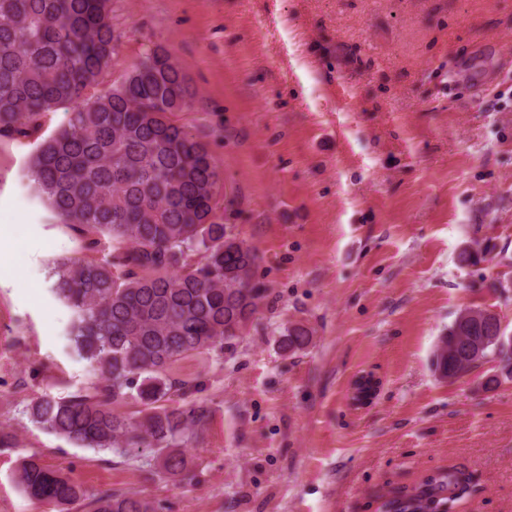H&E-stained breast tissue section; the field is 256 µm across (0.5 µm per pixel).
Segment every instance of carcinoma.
Segmentation results:
<instances>
[{
    "instance_id": "obj_1",
    "label": "carcinoma",
    "mask_w": 512,
    "mask_h": 512,
    "mask_svg": "<svg viewBox=\"0 0 512 512\" xmlns=\"http://www.w3.org/2000/svg\"><path fill=\"white\" fill-rule=\"evenodd\" d=\"M111 0H0V137L25 136L48 113L66 122L38 142L22 178L59 224L77 225L112 243V259L67 257L51 262L52 291L73 312L72 351L97 376L93 392L44 394L29 408L32 422L78 448L128 459L152 448L159 473L188 469L184 447L207 408L195 401L166 404L181 384L172 365L242 335L263 292L252 281L257 254L217 221L221 177L207 145L170 118L192 97L185 75L163 46L147 49L132 69L101 88L118 57ZM448 328L433 356L441 378L461 379L473 361L448 362L460 336L498 360L512 377V352L484 341L476 328ZM310 332L293 325L290 350ZM133 400L134 418L117 410ZM469 477L444 470L418 486L396 488L385 512H438ZM17 482L31 500L70 506L85 500L80 485L30 457ZM92 512H153L145 499L104 491Z\"/></svg>"
}]
</instances>
